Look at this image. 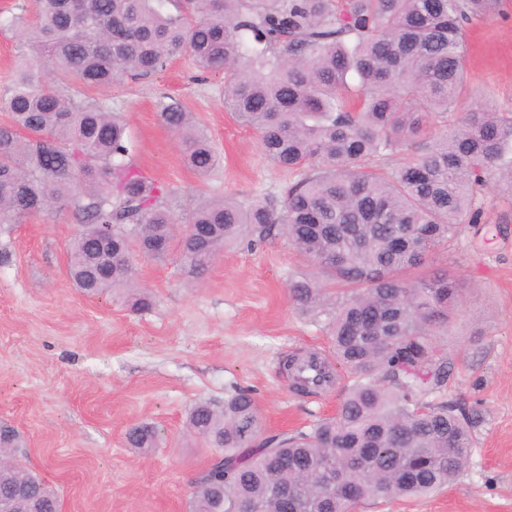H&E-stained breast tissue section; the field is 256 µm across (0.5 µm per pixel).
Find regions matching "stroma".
<instances>
[{
  "label": "stroma",
  "mask_w": 512,
  "mask_h": 512,
  "mask_svg": "<svg viewBox=\"0 0 512 512\" xmlns=\"http://www.w3.org/2000/svg\"><path fill=\"white\" fill-rule=\"evenodd\" d=\"M466 39L468 83L455 115L512 113V0L467 25ZM223 88V73L181 55L157 74L92 95L123 117L138 169L185 199L281 196L290 174L270 165L257 133L225 111ZM163 102L179 103L207 129L222 157L209 177L185 166L160 120ZM482 201L480 223L463 225L432 256L471 286L440 340L453 362L445 397L475 420L469 466L430 496L369 501L359 512H512V194L494 187ZM77 229L65 207L0 226V422L20 432L22 462L59 486L62 512H188L213 451L185 435L186 412L201 400L223 403L232 387L254 391L268 433L335 415L347 376L303 396L282 371L294 351L328 350L323 322L301 315L290 295L291 277L307 263L284 237L225 249L201 280L173 257L134 258L138 282L155 297L151 310L135 312L73 286L67 258ZM135 423L156 427L157 448H126Z\"/></svg>",
  "instance_id": "obj_1"
}]
</instances>
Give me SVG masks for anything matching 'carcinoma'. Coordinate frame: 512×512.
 <instances>
[{
    "instance_id": "obj_1",
    "label": "carcinoma",
    "mask_w": 512,
    "mask_h": 512,
    "mask_svg": "<svg viewBox=\"0 0 512 512\" xmlns=\"http://www.w3.org/2000/svg\"><path fill=\"white\" fill-rule=\"evenodd\" d=\"M35 20L0 15L19 53L0 111V224L57 205L80 222L68 275L86 296L116 294L136 311L152 294L132 253L174 254L186 274H206L227 246L275 234L311 264L289 282L299 310L328 313L335 365L351 377L338 413L290 434L262 431L258 404L238 388L224 403L199 401L185 427L215 450L192 484L189 512H356L363 502L418 498L468 467L469 424L439 392L452 363L448 335L466 285L431 255L464 224L479 223L495 179L512 188V113L479 109L448 122L467 84L464 28L498 0H33ZM187 54L224 73V109L254 129L262 151L297 180L282 197L239 202L202 197L136 168L123 120L82 93L142 79ZM359 92H347V79ZM184 164L201 177L220 154L193 113L160 105ZM416 157L380 160L404 146ZM112 231V253L98 238ZM425 270L414 281L403 274ZM318 369L305 379V365ZM295 389L325 390L334 365L316 353L284 363ZM127 447L157 445L153 427ZM19 436L0 427V499L10 512H59L58 488L14 456ZM330 473L336 481L326 480Z\"/></svg>"
}]
</instances>
